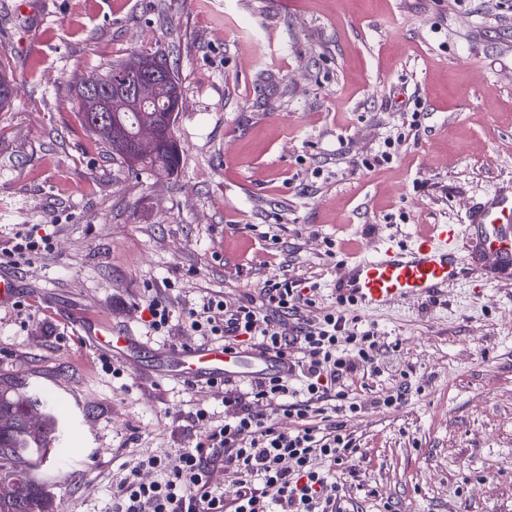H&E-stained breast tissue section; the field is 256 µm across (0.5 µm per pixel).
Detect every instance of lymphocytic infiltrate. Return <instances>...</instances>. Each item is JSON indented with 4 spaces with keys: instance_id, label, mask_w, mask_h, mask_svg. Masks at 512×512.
Listing matches in <instances>:
<instances>
[{
    "instance_id": "1",
    "label": "lymphocytic infiltrate",
    "mask_w": 512,
    "mask_h": 512,
    "mask_svg": "<svg viewBox=\"0 0 512 512\" xmlns=\"http://www.w3.org/2000/svg\"><path fill=\"white\" fill-rule=\"evenodd\" d=\"M314 295L298 282L271 279L236 307L213 295L185 312L192 335L222 341L229 350L276 354L288 371L225 384L223 421L197 410L198 431L186 446L163 458L125 459L105 512H347L342 474L356 445L341 427L311 420L360 412L347 382L374 366L380 343L374 332L333 311L308 324L304 312ZM284 417L294 420V429L281 427ZM218 468L238 477L233 500L211 481ZM144 470L154 480L142 481Z\"/></svg>"
}]
</instances>
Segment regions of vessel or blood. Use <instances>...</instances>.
<instances>
[{"label":"vessel or blood","mask_w":512,"mask_h":512,"mask_svg":"<svg viewBox=\"0 0 512 512\" xmlns=\"http://www.w3.org/2000/svg\"><path fill=\"white\" fill-rule=\"evenodd\" d=\"M463 248L493 257L494 269L512 270L511 187H496L476 202L466 223L431 224L408 243L389 240L374 254L347 261L336 278V298L371 313L412 299L441 296L448 286L468 281L458 258ZM82 331L89 346L121 358L137 343L135 337L113 329L111 321L103 318L83 321ZM286 369L284 360L269 355L186 345L158 352L154 372L163 378L220 382L243 373L267 375Z\"/></svg>","instance_id":"vessel-or-blood-1"}]
</instances>
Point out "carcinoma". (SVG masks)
I'll return each instance as SVG.
<instances>
[{
	"instance_id": "obj_1",
	"label": "carcinoma",
	"mask_w": 512,
	"mask_h": 512,
	"mask_svg": "<svg viewBox=\"0 0 512 512\" xmlns=\"http://www.w3.org/2000/svg\"><path fill=\"white\" fill-rule=\"evenodd\" d=\"M143 55L139 54L114 63L108 70L93 76L76 87L81 104V123L95 142L112 149L129 170L135 174L163 169L173 175L178 172L182 150L177 140L162 142L149 154L130 149L131 135L142 124L162 126L166 118L177 117L182 96L179 72L168 67L164 81L151 87L159 107L150 103L135 105L128 97L110 103L111 121L97 126L95 117L87 111L85 92L99 89L102 95L112 90ZM58 399L40 390L25 374L0 375V485L12 488L9 496H0V512H58L53 495L39 478L43 471L60 469L66 462L65 432L58 427Z\"/></svg>"
}]
</instances>
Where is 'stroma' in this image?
<instances>
[{
	"instance_id": "stroma-1",
	"label": "stroma",
	"mask_w": 512,
	"mask_h": 512,
	"mask_svg": "<svg viewBox=\"0 0 512 512\" xmlns=\"http://www.w3.org/2000/svg\"><path fill=\"white\" fill-rule=\"evenodd\" d=\"M170 43L180 171L137 176L92 145L75 88ZM0 56V272L20 282L0 306V374L30 375L77 418L48 476L59 512H103L119 450L163 457L196 409L224 417L223 387L149 375L158 351L200 339L179 321L149 336L147 299L235 305L275 276L317 285L314 324L343 261L463 223L512 185V0H0ZM29 232L52 247L12 266ZM460 260L480 289L344 309L383 344L349 382L351 512H512V279ZM75 314L138 338L123 378Z\"/></svg>"
}]
</instances>
